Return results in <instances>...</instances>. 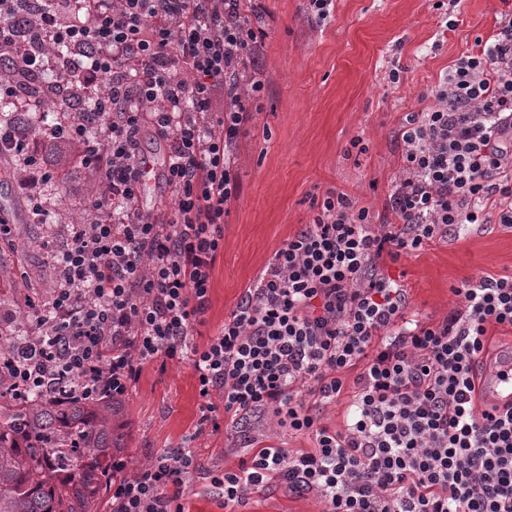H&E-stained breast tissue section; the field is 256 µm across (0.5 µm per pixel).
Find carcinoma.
<instances>
[{"label": "carcinoma", "mask_w": 512, "mask_h": 512, "mask_svg": "<svg viewBox=\"0 0 512 512\" xmlns=\"http://www.w3.org/2000/svg\"><path fill=\"white\" fill-rule=\"evenodd\" d=\"M45 134L67 117L62 104L43 102ZM69 383L50 395L16 401L0 381V512H104V496L128 478L130 426L126 403L65 397ZM127 461L121 471L115 459Z\"/></svg>", "instance_id": "obj_1"}]
</instances>
